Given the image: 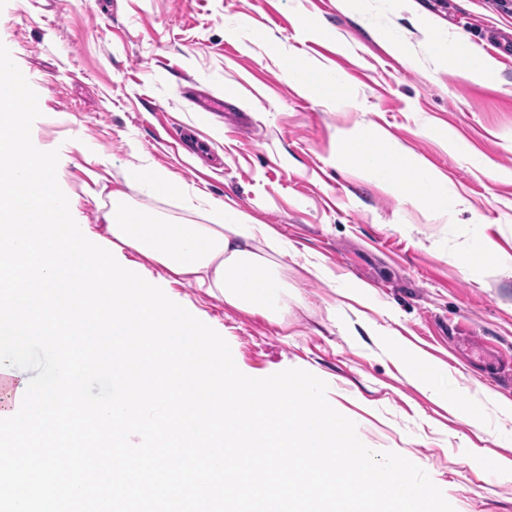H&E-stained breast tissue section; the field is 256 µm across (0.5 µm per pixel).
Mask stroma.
<instances>
[{
  "instance_id": "1",
  "label": "stroma",
  "mask_w": 512,
  "mask_h": 512,
  "mask_svg": "<svg viewBox=\"0 0 512 512\" xmlns=\"http://www.w3.org/2000/svg\"><path fill=\"white\" fill-rule=\"evenodd\" d=\"M434 32L484 51L490 35L512 38V0H0V43L39 99L32 141L58 150L75 221L102 231L121 190L179 224L210 223L220 201L272 225L288 284L274 321L132 249L120 258L222 335L244 374L324 380L362 442L423 468L455 512H512V68L490 84L445 72L427 49ZM292 62L345 73L348 103L298 90ZM199 93L223 98V113L201 111ZM363 125L444 173L467 209L437 217L340 158L339 140ZM133 164L169 174L177 192L127 186ZM481 243L501 263L465 266ZM352 281L367 285L364 302L341 295ZM399 342L482 406L481 421L416 387Z\"/></svg>"
}]
</instances>
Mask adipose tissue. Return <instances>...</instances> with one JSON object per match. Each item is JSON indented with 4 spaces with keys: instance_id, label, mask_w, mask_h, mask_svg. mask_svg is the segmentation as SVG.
I'll return each instance as SVG.
<instances>
[{
    "instance_id": "ef3b65f1",
    "label": "adipose tissue",
    "mask_w": 512,
    "mask_h": 512,
    "mask_svg": "<svg viewBox=\"0 0 512 512\" xmlns=\"http://www.w3.org/2000/svg\"><path fill=\"white\" fill-rule=\"evenodd\" d=\"M441 69L462 73L482 83L496 80V64L475 50L463 38L448 34L437 47ZM288 80L302 92L320 98L334 97L337 88L346 86V76L335 70H326L296 64L288 69ZM338 153L347 159H361V169L370 180L378 182L393 193L425 203L440 217L460 210L464 199L448 189L447 178L411 154L388 131L366 126L344 136ZM395 354L409 378L417 386L431 390L440 401H447L448 392L435 384L437 368L426 357L412 352L404 344H397Z\"/></svg>"
}]
</instances>
